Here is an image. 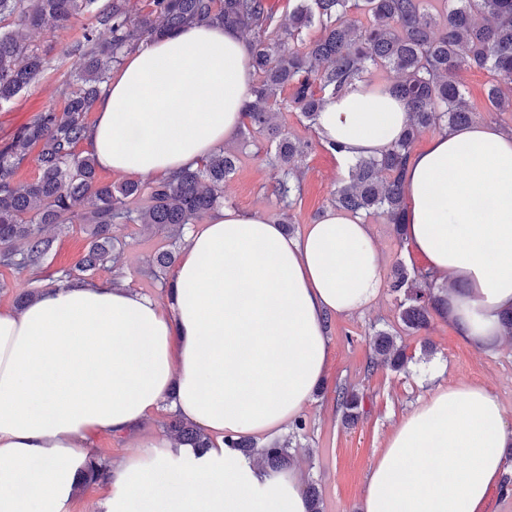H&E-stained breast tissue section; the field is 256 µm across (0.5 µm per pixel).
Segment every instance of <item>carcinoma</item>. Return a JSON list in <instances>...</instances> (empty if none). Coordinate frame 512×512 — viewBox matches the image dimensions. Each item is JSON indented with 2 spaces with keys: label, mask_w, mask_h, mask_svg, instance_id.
Here are the masks:
<instances>
[{
  "label": "carcinoma",
  "mask_w": 512,
  "mask_h": 512,
  "mask_svg": "<svg viewBox=\"0 0 512 512\" xmlns=\"http://www.w3.org/2000/svg\"><path fill=\"white\" fill-rule=\"evenodd\" d=\"M452 2L446 18H434L423 0H294L288 21L277 22L266 0H150L148 10L133 0H0V106L38 80L47 68L28 31L45 21L64 28L71 18L86 14L89 24L74 51L82 60L79 72L66 81V102L60 112L48 108L19 127L0 144V268L16 274L46 268L61 230L86 226L88 244L79 260L56 271L55 282L89 284L101 270L115 266L126 243L113 235L118 224H139L150 233L171 239L150 256V273L170 288L166 275L177 260V241L188 225L224 205V181L234 172L236 157L219 150L194 168L168 181L109 184L100 180L94 153L77 147L89 139V112L95 109L102 85L127 52L178 30L198 24H221L252 35L249 54L260 80L244 104L247 125L274 146L269 157L273 174L269 191L291 206L301 191L299 161L303 156L276 121L274 107L297 112L315 124L324 96L340 95L363 80L372 66L396 70L400 77L390 91L405 101L409 123L396 143L379 157L363 158L349 169L333 192L332 206L358 215H381L402 235L406 207L401 172L422 128L446 130L466 126L473 112L461 74L480 69L512 80V0H442ZM369 16L367 24L350 18ZM313 25L320 36L309 42L303 31ZM104 29L110 40L99 41ZM292 89L288 98L282 97ZM490 112H512V97L493 82L487 90ZM39 174L18 179L28 160ZM407 330L428 326L444 299L436 292L425 267L399 263L388 282ZM370 368L401 369L411 357L396 336L374 332ZM363 397L336 389L343 419L355 421ZM165 433L191 448H207L210 438L195 424L172 414ZM230 448L257 452L263 463L279 468L288 462L287 442L262 449L250 437L227 441ZM107 465L90 458L80 487L101 485Z\"/></svg>",
  "instance_id": "obj_1"
}]
</instances>
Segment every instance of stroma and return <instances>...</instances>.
<instances>
[{
	"instance_id": "35a3bbf8",
	"label": "stroma",
	"mask_w": 512,
	"mask_h": 512,
	"mask_svg": "<svg viewBox=\"0 0 512 512\" xmlns=\"http://www.w3.org/2000/svg\"><path fill=\"white\" fill-rule=\"evenodd\" d=\"M88 24L84 15L72 18L68 28L43 25L32 33V40L45 56L48 68L43 78L0 106V142L9 139L18 127L45 109H63L64 83L74 74L79 58L72 47ZM490 73L474 69L464 76L466 95L476 122L490 121L512 127V113L487 110L486 88ZM277 121L297 142L306 144L302 158L303 195L291 214L293 236H300L314 223L318 212L330 206L332 193L343 174L336 156L320 145L315 129L297 113L282 111ZM230 147L238 157L237 168L224 183L225 206L258 212L271 222H281L283 211L267 193L272 170L260 139L238 131ZM374 244L379 252L383 274H390L395 262L416 261L395 234L392 225L377 215L368 216ZM116 235L127 248L120 266L108 271L111 279L128 281L141 292L165 299L159 282L149 273L147 259L165 245L163 236L144 231L141 226H118ZM399 311L388 290H381L368 309L351 315L335 316L327 331L331 343L326 386L313 395L303 415L308 422L304 435L294 439L293 455L304 482L319 488L324 512H361L367 473L372 461L383 450L401 419L440 386L478 384L486 387L502 404L508 425L512 426V337H506L493 353L478 351L460 339L454 328L441 317H434L428 328L402 336L414 359L405 369L387 367L366 374L372 354L373 329L397 327ZM343 384L365 395V412L355 425L345 424L336 408L335 387Z\"/></svg>"
}]
</instances>
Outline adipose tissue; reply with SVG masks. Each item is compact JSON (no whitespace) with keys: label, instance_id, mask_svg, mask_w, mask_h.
<instances>
[{"label":"adipose tissue","instance_id":"1","mask_svg":"<svg viewBox=\"0 0 512 512\" xmlns=\"http://www.w3.org/2000/svg\"><path fill=\"white\" fill-rule=\"evenodd\" d=\"M255 73L240 34L201 24L127 54L97 101L100 168L166 179L244 122ZM387 86L326 95L323 143L340 168L404 132ZM403 238L445 287L444 318L495 352L512 311V133L493 123L435 134L403 175ZM383 276L370 228L328 209L303 235L220 207L185 235L166 302L126 283L55 286L0 308V512H69L101 433L137 435L164 401L211 447L141 438L109 463L101 512H309L296 468L272 470L225 439L286 431L324 381V321L372 306ZM512 446L482 386L437 388L369 467L363 512H481Z\"/></svg>","mask_w":512,"mask_h":512}]
</instances>
